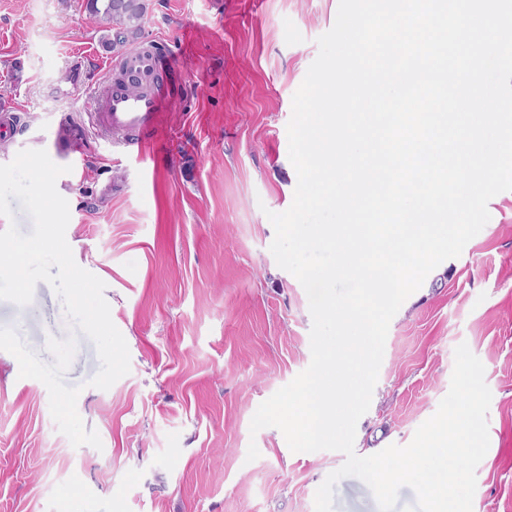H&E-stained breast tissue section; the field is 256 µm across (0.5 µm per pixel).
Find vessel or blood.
Returning <instances> with one entry per match:
<instances>
[{
	"label": "vessel or blood",
	"mask_w": 512,
	"mask_h": 512,
	"mask_svg": "<svg viewBox=\"0 0 512 512\" xmlns=\"http://www.w3.org/2000/svg\"><path fill=\"white\" fill-rule=\"evenodd\" d=\"M180 84L169 55L158 42L147 40L110 62L103 81L86 88L89 117L113 144L135 147L146 154L149 138L162 124Z\"/></svg>",
	"instance_id": "b4317fda"
}]
</instances>
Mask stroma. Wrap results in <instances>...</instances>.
I'll return each instance as SVG.
<instances>
[{"mask_svg": "<svg viewBox=\"0 0 512 512\" xmlns=\"http://www.w3.org/2000/svg\"><path fill=\"white\" fill-rule=\"evenodd\" d=\"M145 4L143 35L163 42L185 89L139 156L91 127L71 84L85 56L103 79L107 20L86 0H0V102L22 109L0 165L35 149L64 167L66 240L105 283L130 356L126 376L93 387L96 347L50 284L24 306L0 300V512H314L344 454L295 453L279 429L250 425L311 361L308 296L271 253L267 214L293 202L292 99L339 0ZM65 118L83 126L68 158L52 145ZM488 210L393 317L355 451L409 444L467 344L492 394L473 512H512V191ZM333 512L379 509L347 476Z\"/></svg>", "mask_w": 512, "mask_h": 512, "instance_id": "35a3bbf8", "label": "stroma"}]
</instances>
